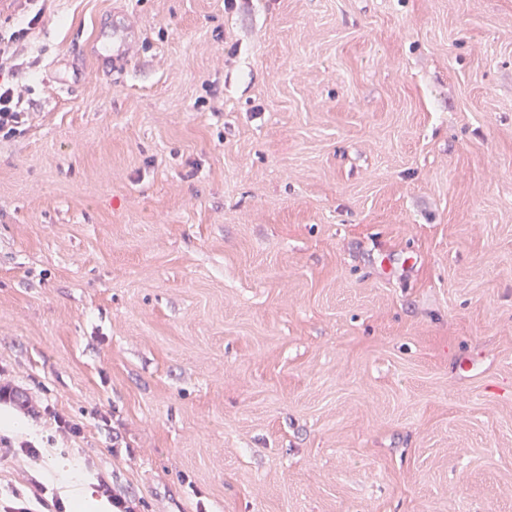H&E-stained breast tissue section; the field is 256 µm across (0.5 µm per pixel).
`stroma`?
Wrapping results in <instances>:
<instances>
[{"label": "stroma", "instance_id": "stroma-1", "mask_svg": "<svg viewBox=\"0 0 512 512\" xmlns=\"http://www.w3.org/2000/svg\"><path fill=\"white\" fill-rule=\"evenodd\" d=\"M38 8L0 136V380L38 412L0 438L42 455L0 456V496L512 512V0L0 27Z\"/></svg>", "mask_w": 512, "mask_h": 512}]
</instances>
